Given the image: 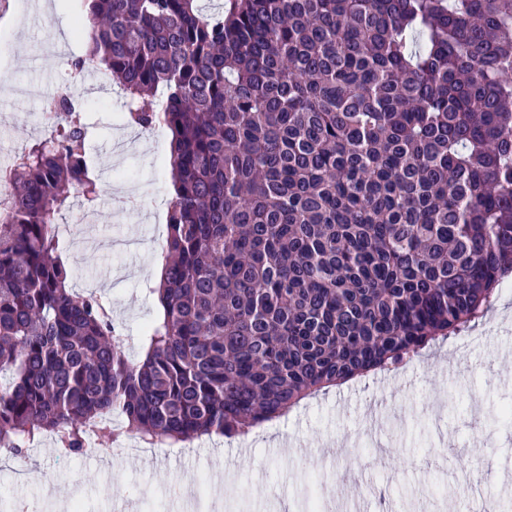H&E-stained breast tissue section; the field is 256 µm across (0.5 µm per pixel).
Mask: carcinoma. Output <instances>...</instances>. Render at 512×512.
<instances>
[{
    "instance_id": "carcinoma-1",
    "label": "carcinoma",
    "mask_w": 512,
    "mask_h": 512,
    "mask_svg": "<svg viewBox=\"0 0 512 512\" xmlns=\"http://www.w3.org/2000/svg\"><path fill=\"white\" fill-rule=\"evenodd\" d=\"M90 0L127 123L172 133L133 362L56 217L101 187L75 102L0 202V448L234 438L482 321L512 261V0Z\"/></svg>"
}]
</instances>
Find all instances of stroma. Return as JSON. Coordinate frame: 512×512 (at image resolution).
<instances>
[{
  "instance_id": "35a3bbf8",
  "label": "stroma",
  "mask_w": 512,
  "mask_h": 512,
  "mask_svg": "<svg viewBox=\"0 0 512 512\" xmlns=\"http://www.w3.org/2000/svg\"><path fill=\"white\" fill-rule=\"evenodd\" d=\"M38 0H0V165L44 135L38 102L17 97V86L37 82L54 89L85 40L62 41V25L84 15L83 0H49L52 17L36 18ZM98 91L79 84L89 126L92 176L107 184L118 174L146 187L143 205L118 211L108 192L94 206L75 199L58 216L61 256L72 269L76 293L96 295L124 329L125 350L139 359L147 325L157 318L155 262L166 238L170 179L169 131L158 126L146 146L115 156L124 132L122 99L101 67ZM512 280L503 283L487 319L467 333L426 350L394 374H376L329 388L278 419L275 431L254 429L244 438L204 436L174 448L116 452L102 444L90 455L64 458L51 435L36 441L26 460L0 453V498H20L28 512H46L59 487L89 512H180L181 486L225 477L222 502L199 496L190 512H307L319 491L321 506L343 512H478L461 498L458 482L477 458L490 455L499 478L484 488L496 502L512 501ZM283 447L270 454L272 444ZM375 455L374 465L350 468L353 456Z\"/></svg>"
}]
</instances>
